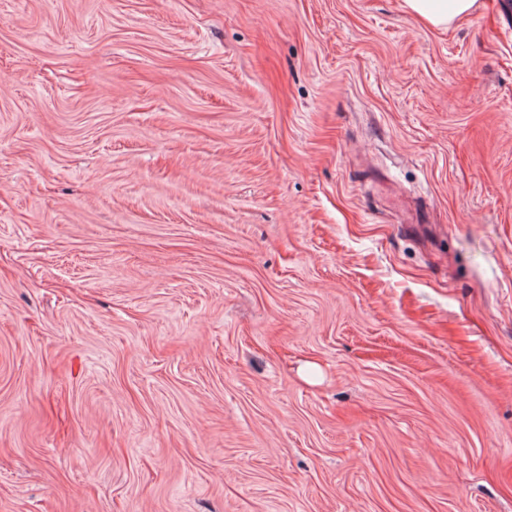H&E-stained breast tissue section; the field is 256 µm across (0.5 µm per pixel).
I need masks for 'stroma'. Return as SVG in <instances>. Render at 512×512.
Returning <instances> with one entry per match:
<instances>
[{"instance_id":"obj_1","label":"stroma","mask_w":512,"mask_h":512,"mask_svg":"<svg viewBox=\"0 0 512 512\" xmlns=\"http://www.w3.org/2000/svg\"><path fill=\"white\" fill-rule=\"evenodd\" d=\"M0 0V512H512V5ZM405 7L420 20L434 27L450 26L468 17L477 0H403Z\"/></svg>"}]
</instances>
